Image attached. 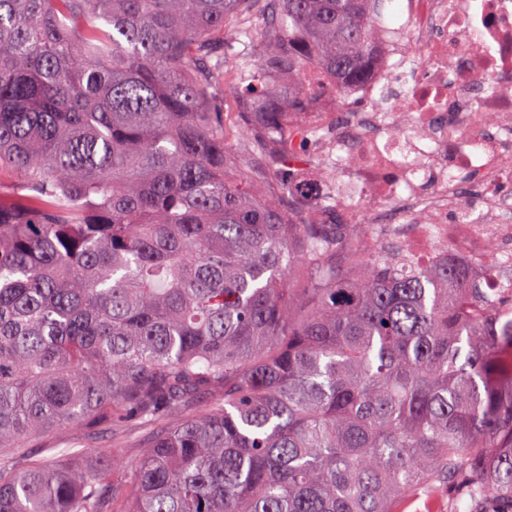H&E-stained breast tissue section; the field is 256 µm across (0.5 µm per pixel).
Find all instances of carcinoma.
Listing matches in <instances>:
<instances>
[{
	"instance_id": "cac0c4a2",
	"label": "carcinoma",
	"mask_w": 512,
	"mask_h": 512,
	"mask_svg": "<svg viewBox=\"0 0 512 512\" xmlns=\"http://www.w3.org/2000/svg\"><path fill=\"white\" fill-rule=\"evenodd\" d=\"M383 2L0 0V512H512V291L334 204L294 221L266 175L288 115L364 79ZM131 409L178 419L123 477L18 465Z\"/></svg>"
}]
</instances>
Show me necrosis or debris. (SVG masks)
I'll list each match as a JSON object with an SVG mask.
<instances>
[{"mask_svg": "<svg viewBox=\"0 0 512 512\" xmlns=\"http://www.w3.org/2000/svg\"><path fill=\"white\" fill-rule=\"evenodd\" d=\"M396 16L345 115L319 100L290 116V155L323 170L295 192L335 197L341 223H370L412 264L443 244L490 292L511 289L512 0H398Z\"/></svg>", "mask_w": 512, "mask_h": 512, "instance_id": "necrosis-or-debris-1", "label": "necrosis or debris"}]
</instances>
